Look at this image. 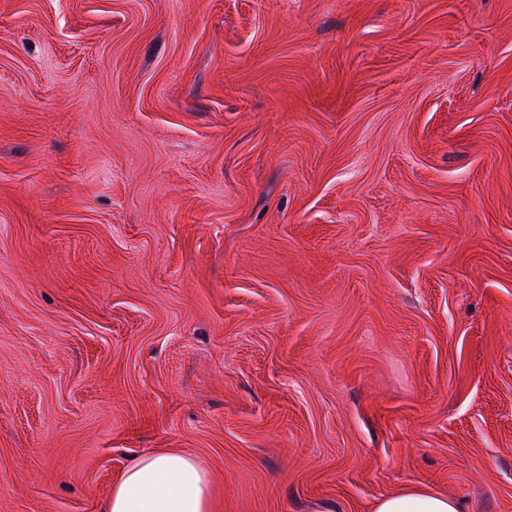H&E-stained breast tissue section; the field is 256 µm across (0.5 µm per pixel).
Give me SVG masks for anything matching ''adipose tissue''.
Here are the masks:
<instances>
[{"mask_svg":"<svg viewBox=\"0 0 512 512\" xmlns=\"http://www.w3.org/2000/svg\"><path fill=\"white\" fill-rule=\"evenodd\" d=\"M207 472L190 455L147 454L132 458L103 512H210ZM455 498L424 488H404L379 500L374 512H460Z\"/></svg>","mask_w":512,"mask_h":512,"instance_id":"adipose-tissue-1","label":"adipose tissue"}]
</instances>
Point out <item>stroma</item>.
Wrapping results in <instances>:
<instances>
[{"mask_svg": "<svg viewBox=\"0 0 512 512\" xmlns=\"http://www.w3.org/2000/svg\"><path fill=\"white\" fill-rule=\"evenodd\" d=\"M171 451L512 512V0H0V512Z\"/></svg>", "mask_w": 512, "mask_h": 512, "instance_id": "stroma-1", "label": "stroma"}]
</instances>
